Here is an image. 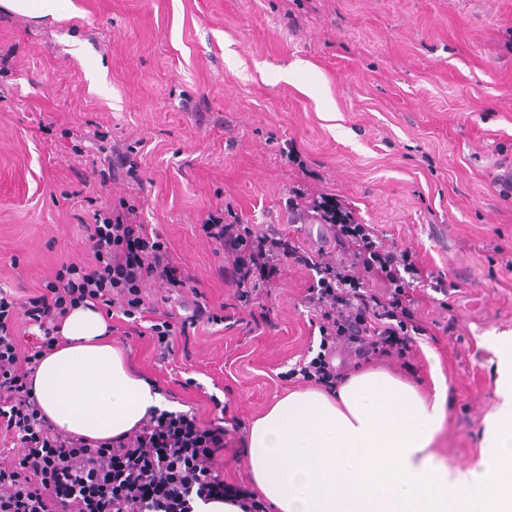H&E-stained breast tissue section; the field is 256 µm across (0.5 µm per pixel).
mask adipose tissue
<instances>
[{
	"mask_svg": "<svg viewBox=\"0 0 512 512\" xmlns=\"http://www.w3.org/2000/svg\"><path fill=\"white\" fill-rule=\"evenodd\" d=\"M39 364L32 394L60 430L109 442L151 410L176 405L112 340L100 309L79 306ZM499 403L480 457L448 468L434 443L446 421L448 383L433 388L382 371L345 380L336 395L311 388L278 399L246 437L251 481L274 512H512V336L494 337Z\"/></svg>",
	"mask_w": 512,
	"mask_h": 512,
	"instance_id": "ef3b65f1",
	"label": "adipose tissue"
}]
</instances>
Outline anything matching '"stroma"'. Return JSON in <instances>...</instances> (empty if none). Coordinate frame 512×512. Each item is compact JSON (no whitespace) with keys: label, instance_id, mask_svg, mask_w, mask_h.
<instances>
[{"label":"stroma","instance_id":"1","mask_svg":"<svg viewBox=\"0 0 512 512\" xmlns=\"http://www.w3.org/2000/svg\"><path fill=\"white\" fill-rule=\"evenodd\" d=\"M73 3L78 16L61 20L0 8V287L36 293L61 262L87 258L98 211L136 200L191 287L229 304L224 259L201 231L215 205L226 223L285 233L292 187L338 197L458 284L449 309L423 305L426 321L457 326L419 339L411 381L430 389L439 364L436 449L473 464L498 402L490 339L512 333V197L495 183L512 169V0ZM295 62V82L273 79ZM114 147L138 179L112 174ZM309 283L286 269L261 298L267 319L197 327L168 363L112 321L136 368L201 423L226 402V483H248L250 423L297 389L286 374L320 342Z\"/></svg>","mask_w":512,"mask_h":512}]
</instances>
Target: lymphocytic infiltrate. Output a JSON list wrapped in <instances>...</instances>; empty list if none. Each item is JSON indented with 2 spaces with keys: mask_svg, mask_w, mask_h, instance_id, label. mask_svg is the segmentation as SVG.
I'll use <instances>...</instances> for the list:
<instances>
[{
  "mask_svg": "<svg viewBox=\"0 0 512 512\" xmlns=\"http://www.w3.org/2000/svg\"><path fill=\"white\" fill-rule=\"evenodd\" d=\"M318 207L332 219L334 248L315 256L290 235L225 223L223 208L209 215L201 230L221 251L224 279L235 288L224 313L199 291L191 293L186 316L148 303L147 289L168 301L187 292L190 276L129 202L97 214L87 227L88 259L61 263L36 295L22 299L1 289L0 445H12L18 455L0 457V512H193L195 500L224 498L237 500L246 512H267L248 488L225 485L219 463L223 425L206 427L195 415L155 410L129 435L99 443L65 434L46 419L31 395L32 380L58 339L59 322L77 306L123 316L134 333L148 321L153 349L165 359L187 328L237 325L239 312L254 311L288 265L317 274L305 299L320 336L316 356L289 370V378L335 392L345 379L333 363L340 349L362 366L392 362L413 373L417 340L430 333L417 291L438 294L444 307L456 283L411 249L386 244L340 201L323 199ZM24 325L38 328L34 342L23 343Z\"/></svg>",
  "mask_w": 512,
  "mask_h": 512,
  "instance_id": "lymphocytic-infiltrate-1",
  "label": "lymphocytic infiltrate"
}]
</instances>
